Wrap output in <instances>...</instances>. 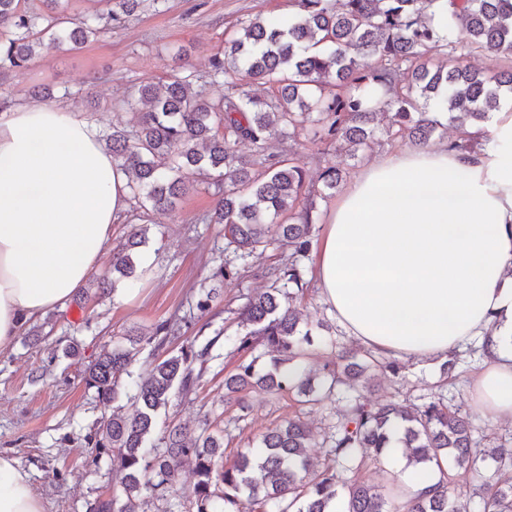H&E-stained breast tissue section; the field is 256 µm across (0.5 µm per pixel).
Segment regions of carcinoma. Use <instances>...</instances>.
I'll return each mask as SVG.
<instances>
[{"label":"carcinoma","mask_w":512,"mask_h":512,"mask_svg":"<svg viewBox=\"0 0 512 512\" xmlns=\"http://www.w3.org/2000/svg\"><path fill=\"white\" fill-rule=\"evenodd\" d=\"M102 11L78 18L69 14L70 0H41L43 9L29 12L21 0H0V87L5 72L27 66L43 52L77 49L121 24L143 0H99ZM436 0H294L287 18L254 17L237 24L224 48L211 59L207 80L184 64L167 83L131 87L124 106L137 113L135 134L112 123L103 140L112 158L128 173L131 198L142 223L133 224L112 249V274L91 279L88 289L106 295L136 283L140 248L149 239L154 216L172 211L175 202L195 184L210 181L218 199L206 224L224 225L228 240L224 258L210 279L233 278L251 268L269 247L288 248V261L267 268L268 288L246 297L237 315L241 332H218L203 346L190 343L180 353L154 363L148 377L137 379L131 366L142 350L160 351L195 317L209 314L218 300L216 289L201 283L193 312L158 323L148 334L103 347L84 370L94 390L112 413L101 417L83 436L91 463L109 465L116 490L86 503V512H149L153 499L175 492L181 471L189 466L197 481L193 512H329L342 498L344 512H467L457 498L456 475L472 474L490 458L497 480L485 481L484 512H512V448H478L470 416L444 402L442 395L417 408L399 403L351 401L338 419L324 462L314 463L310 448H322L313 432L290 418L258 437V447L228 458L223 437L198 426L178 424L153 440L159 412L173 391L186 397L202 386L209 363L218 359L213 347L224 340L239 356L235 374L225 383L240 393L253 383L273 394L310 397L320 403L341 391L368 382L367 373L384 368L396 375V363L369 351L355 360L343 353L324 365L320 386L299 361L319 344L310 327H301L296 304L304 299L305 264L315 236V203L305 174L291 156L298 132L313 145L334 144L352 158L375 143L378 116L388 120L384 135L424 147L449 126L485 125L502 99L512 94V67L496 75L472 68L467 58L486 54L512 57V0H448V29L432 26ZM465 30L466 39L459 37ZM445 58L433 65L431 52ZM222 87L213 98L207 87ZM275 88L272 96L257 88ZM336 94H326L328 87ZM390 98L372 105L379 88ZM422 99L419 106L416 99ZM288 134L294 140L285 158L267 153L268 143ZM241 143L250 154L238 152ZM264 168L262 176L254 167ZM342 170L325 167L317 181L333 193ZM275 354L272 369L256 376L258 346ZM127 399L134 411L119 405ZM408 461L437 467L440 476L427 493L399 501L379 492L360 477L381 467L394 432Z\"/></svg>","instance_id":"carcinoma-1"}]
</instances>
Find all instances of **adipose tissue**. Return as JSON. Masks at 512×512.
Here are the masks:
<instances>
[{
  "label": "adipose tissue",
  "mask_w": 512,
  "mask_h": 512,
  "mask_svg": "<svg viewBox=\"0 0 512 512\" xmlns=\"http://www.w3.org/2000/svg\"><path fill=\"white\" fill-rule=\"evenodd\" d=\"M483 150L441 144L362 170L325 217L323 300L351 336L387 355L445 356L476 339V412L512 419V112H495ZM128 176L98 126L66 107L0 112V352L86 284L127 210ZM388 460L407 495L439 472ZM0 512H45L30 476L0 455Z\"/></svg>",
  "instance_id": "obj_1"
}]
</instances>
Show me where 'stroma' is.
<instances>
[{"instance_id":"1","label":"stroma","mask_w":512,"mask_h":512,"mask_svg":"<svg viewBox=\"0 0 512 512\" xmlns=\"http://www.w3.org/2000/svg\"><path fill=\"white\" fill-rule=\"evenodd\" d=\"M292 7V0H165L158 9L147 4L81 49L53 51L27 68L6 72L0 88L22 103L30 102L35 90L76 91L77 99L67 100V107L105 130L132 85L168 81L184 64L206 75L212 56L240 20L283 15ZM409 146V141L382 136L372 150L355 160L332 146L322 151L309 146L299 149L294 163L311 180L325 164H335L349 185L376 159ZM216 200L215 188L201 183L174 210L160 216L143 249L149 269L133 291L113 298L91 297L80 306L68 302L64 309L53 311L55 328L47 339L23 335L11 350L0 354V453L13 457L29 473L44 499L45 512H85L88 501L112 493L107 469L92 470L88 452L79 443L104 413L84 383L83 370L103 345L131 331L150 332L173 314L187 313L193 284L210 275L224 248L223 225L200 221ZM282 259V251L268 249L260 264L221 284L223 300L217 315L208 322L194 320L183 336L166 344V353H178L197 335L207 339L220 329L234 333L236 311L245 296L266 288L265 266ZM299 309L303 323L321 326L323 335L332 340L308 358L310 368L320 369L340 352L359 349V342L347 334L317 288H309ZM71 343L77 346L75 353L64 354V347ZM50 346L60 350L52 361L46 352ZM476 347L472 341L459 348L454 375L444 391L449 405L466 411L472 410L474 402L470 378L484 361ZM215 350L219 358L212 362L202 388L186 399L174 397L160 414L162 422L193 423L208 417L212 431L223 434L224 453L229 457L252 447L268 427L293 416L321 435L336 424L342 403L335 399L306 405L295 396H277L258 388L240 398L227 394L224 380L233 373L237 357L220 344ZM399 364V375L376 374L361 389L363 400L422 405L440 379L441 359L403 358Z\"/></svg>"}]
</instances>
